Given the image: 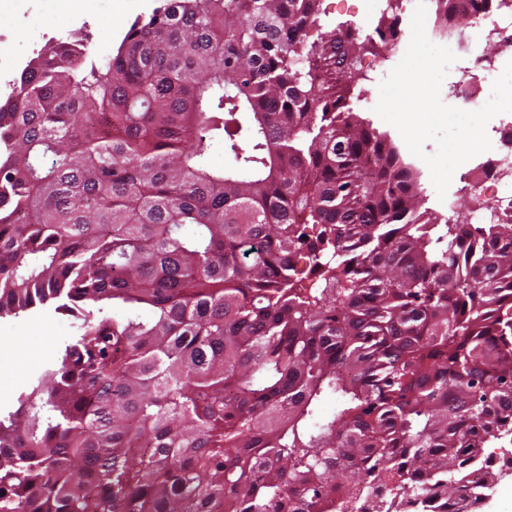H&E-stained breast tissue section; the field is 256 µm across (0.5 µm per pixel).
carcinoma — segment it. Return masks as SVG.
I'll return each mask as SVG.
<instances>
[{"label":"carcinoma","mask_w":512,"mask_h":512,"mask_svg":"<svg viewBox=\"0 0 512 512\" xmlns=\"http://www.w3.org/2000/svg\"><path fill=\"white\" fill-rule=\"evenodd\" d=\"M319 15L165 0L0 101V315L80 321L0 419V512H472L497 479L512 223L423 210L350 107L386 32Z\"/></svg>","instance_id":"cac0c4a2"}]
</instances>
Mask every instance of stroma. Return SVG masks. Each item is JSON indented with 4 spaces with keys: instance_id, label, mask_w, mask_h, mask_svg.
<instances>
[{
    "instance_id": "1",
    "label": "stroma",
    "mask_w": 512,
    "mask_h": 512,
    "mask_svg": "<svg viewBox=\"0 0 512 512\" xmlns=\"http://www.w3.org/2000/svg\"><path fill=\"white\" fill-rule=\"evenodd\" d=\"M159 4L160 0H106L90 25L83 28L82 37L93 52L115 50L132 22L148 18ZM381 5L382 0H322L319 30L331 34L339 25L348 23L361 33L373 32ZM73 14L64 0H0V30L7 34L5 40H0V55L20 54L33 59L38 49L46 45L40 34L42 20L52 19L54 27L65 31ZM409 28V20L401 19L396 38L377 53L363 57L360 66L363 78L358 86L365 89L370 100L352 103L361 119L386 133L398 145L403 139L397 129L373 110L379 90L372 78L379 72H391L401 61L411 38ZM404 159L417 172L427 206L439 222H446L449 206H456L461 214L470 209L472 201L465 193L459 194L451 205L439 200L425 162L409 153ZM76 326L74 317L51 306L0 316V419H8L15 412L20 399L30 393L53 364L61 347L75 336Z\"/></svg>"
}]
</instances>
